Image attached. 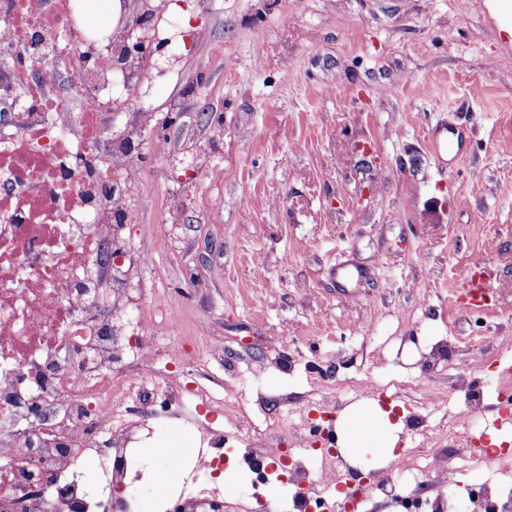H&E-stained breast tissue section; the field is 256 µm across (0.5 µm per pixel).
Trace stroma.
I'll use <instances>...</instances> for the list:
<instances>
[{"instance_id":"1","label":"stroma","mask_w":512,"mask_h":512,"mask_svg":"<svg viewBox=\"0 0 512 512\" xmlns=\"http://www.w3.org/2000/svg\"><path fill=\"white\" fill-rule=\"evenodd\" d=\"M490 4L183 0L152 17L205 34L112 122L117 135L140 111L157 123L135 146L145 170L128 250L152 257L140 286L167 312L171 364L207 350L192 378L225 406L141 432L137 512L193 478L224 512H304L287 484L254 485L241 456L257 440L303 442L281 421L308 401H329L334 418L378 400L401 418L410 462L447 449L452 418L435 402L463 398L457 376L496 415L491 385L512 364V39ZM448 122L467 134L459 167L431 147ZM216 126L214 170L194 172L185 144ZM179 193L191 202L175 222ZM340 264L362 279L345 282ZM475 274L489 305L471 312ZM388 380L403 390L383 391ZM201 422L224 435L223 469L164 483L161 460H193Z\"/></svg>"}]
</instances>
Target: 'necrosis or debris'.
<instances>
[{"mask_svg": "<svg viewBox=\"0 0 512 512\" xmlns=\"http://www.w3.org/2000/svg\"><path fill=\"white\" fill-rule=\"evenodd\" d=\"M0 55L36 56L45 78L37 93L17 94L24 68L0 74V512H131L114 487L136 479V418L212 406L189 381L168 372L155 383L166 322L145 309L139 266L114 263L131 233L128 200L109 177L133 184L141 174L129 143L150 129L151 113L114 142L99 127L112 98H138L144 62L111 35L101 56L80 47L68 0H0ZM308 449L275 454L287 461L290 485L334 512L333 452L320 459V480L306 466ZM481 448L432 456L405 468L401 481H375L395 503L414 497L427 478L452 489L461 471L484 463ZM98 464L96 485L84 479Z\"/></svg>", "mask_w": 512, "mask_h": 512, "instance_id": "obj_1", "label": "necrosis or debris"}]
</instances>
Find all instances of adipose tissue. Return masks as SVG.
Returning a JSON list of instances; mask_svg holds the SVG:
<instances>
[{"instance_id": "1", "label": "adipose tissue", "mask_w": 512, "mask_h": 512, "mask_svg": "<svg viewBox=\"0 0 512 512\" xmlns=\"http://www.w3.org/2000/svg\"><path fill=\"white\" fill-rule=\"evenodd\" d=\"M402 429V423L391 421L389 411L373 399L351 405L336 421L340 453L354 467L364 448L379 449L383 464L397 461Z\"/></svg>"}]
</instances>
